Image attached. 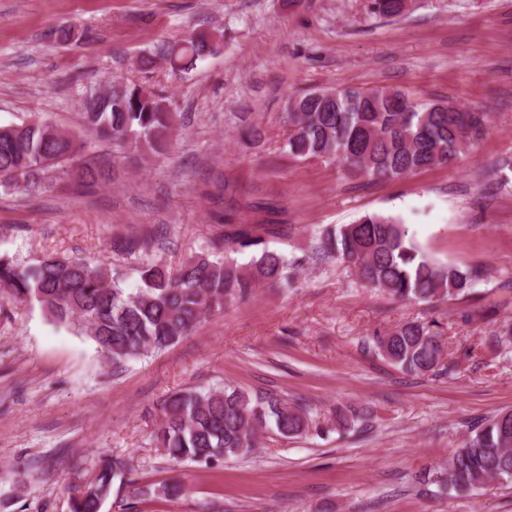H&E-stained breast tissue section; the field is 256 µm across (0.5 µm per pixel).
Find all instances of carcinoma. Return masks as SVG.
<instances>
[{
    "mask_svg": "<svg viewBox=\"0 0 512 512\" xmlns=\"http://www.w3.org/2000/svg\"><path fill=\"white\" fill-rule=\"evenodd\" d=\"M372 13L397 17L404 0H372ZM223 35L203 31L181 42H162L140 55V67L166 63L173 73L195 68L215 53ZM288 136L283 151L295 161L338 164L352 174L380 182L406 179L422 170L453 164L471 152L489 128V114L443 97L419 100L385 86L315 89L289 97ZM178 113L168 96L120 80L87 102L82 130L60 128L35 115L22 124L0 125V186L33 193L51 174L80 185L106 182L112 173L84 161L94 137L112 140L126 158L169 154L177 140ZM286 236V224L227 222L213 241L217 256L201 254L171 269L154 259L160 232L145 227L118 236L112 251L139 261V287H125L123 268L101 267L81 258L46 256L22 264L0 254V299L36 303L57 325L91 340L115 370L163 351L189 335L204 319L251 298L256 288L291 286L303 261H335L369 287L402 301L452 302L467 297L479 268H462L428 258L402 219L367 214L353 224L321 230L311 255L288 259L268 250L260 230ZM251 250L240 264L235 253ZM381 356L407 373L435 371L442 342L434 324L406 322L376 337ZM156 447L176 464L209 465L258 447L259 433L272 419L286 438L310 427L304 406L277 396L251 402L228 385L186 388L160 404ZM501 413L473 427L445 465L419 481L458 492L496 481L512 484V424ZM126 464L107 461L90 480L71 484L72 512H101Z\"/></svg>",
    "mask_w": 512,
    "mask_h": 512,
    "instance_id": "obj_1",
    "label": "carcinoma"
}]
</instances>
